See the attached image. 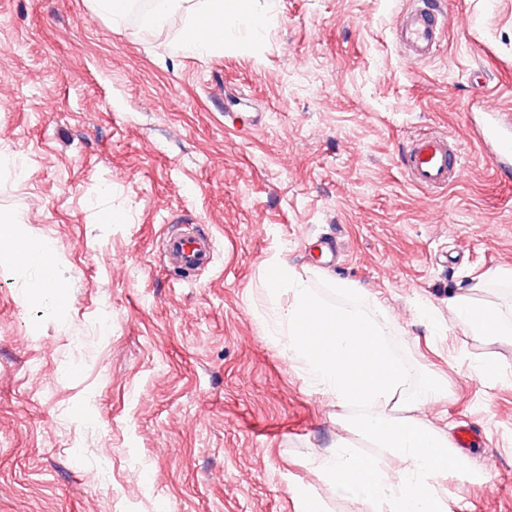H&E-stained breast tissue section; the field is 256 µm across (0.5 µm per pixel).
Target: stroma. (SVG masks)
<instances>
[{"label":"stroma","instance_id":"35a3bbf8","mask_svg":"<svg viewBox=\"0 0 512 512\" xmlns=\"http://www.w3.org/2000/svg\"><path fill=\"white\" fill-rule=\"evenodd\" d=\"M408 0H255L264 33L186 56L180 11L151 27L89 0H0V225L55 248L56 286L0 266V512H366L312 466L339 439L369 452L349 408L316 392L259 321L265 262L345 280L445 397L424 418L486 474L438 490L456 512H512V339L457 328L449 297L512 303V173L471 123L512 109V0H444L458 23L411 61ZM235 112L240 129L225 127ZM419 129L461 138L467 173L428 195L402 167ZM214 240L176 279L172 221ZM433 307L445 331L420 315ZM129 0H92L93 11L98 16L107 17L112 23H121L125 20L130 6Z\"/></svg>","mask_w":512,"mask_h":512}]
</instances>
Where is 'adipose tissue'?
<instances>
[{
	"label": "adipose tissue",
	"mask_w": 512,
	"mask_h": 512,
	"mask_svg": "<svg viewBox=\"0 0 512 512\" xmlns=\"http://www.w3.org/2000/svg\"><path fill=\"white\" fill-rule=\"evenodd\" d=\"M184 10L190 25L180 38L178 47L184 53H205L224 44L225 38L240 34H256L273 23L271 12L256 10L251 0H158L156 15ZM51 243L32 248L20 242L13 229L0 227V265L24 264L44 272V279L33 282V291L52 285ZM448 310L456 326L474 336L512 338V305L475 303L469 296L456 295L449 299Z\"/></svg>",
	"instance_id": "ef3b65f1"
}]
</instances>
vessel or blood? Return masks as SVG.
I'll use <instances>...</instances> for the list:
<instances>
[{"label": "vessel or blood", "mask_w": 512, "mask_h": 512, "mask_svg": "<svg viewBox=\"0 0 512 512\" xmlns=\"http://www.w3.org/2000/svg\"><path fill=\"white\" fill-rule=\"evenodd\" d=\"M449 25L441 0H413L395 29L396 42L415 61L430 58L442 33ZM485 156L499 173L512 170V113L499 112L479 128ZM403 168L408 180L432 193L459 181L466 173L460 144L448 133L431 131L411 137ZM162 254L167 267L188 279L213 262L214 245L210 236L178 226L162 239Z\"/></svg>", "instance_id": "1"}]
</instances>
